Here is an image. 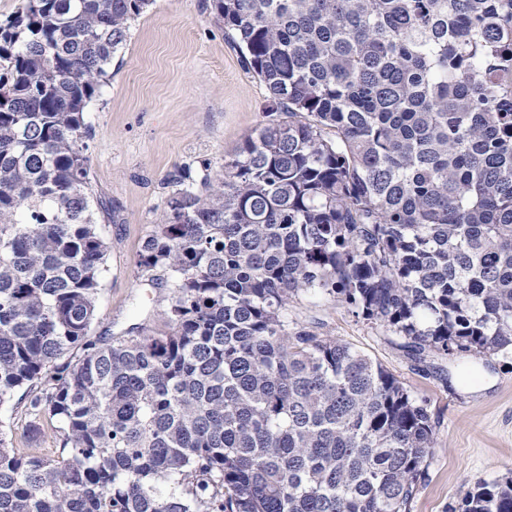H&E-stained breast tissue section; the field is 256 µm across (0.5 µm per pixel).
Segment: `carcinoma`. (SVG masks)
Returning <instances> with one entry per match:
<instances>
[{
  "label": "carcinoma",
  "mask_w": 512,
  "mask_h": 512,
  "mask_svg": "<svg viewBox=\"0 0 512 512\" xmlns=\"http://www.w3.org/2000/svg\"><path fill=\"white\" fill-rule=\"evenodd\" d=\"M153 0L0 21V512H409L427 400L290 301L336 298L415 359L512 351V0H212L288 119L177 171L138 266L159 336L90 334L107 242L85 113ZM458 512H512V477ZM15 401L16 398L10 404L0 407V424L11 431L13 446L15 448H30L31 445L36 444L38 448H56L54 430H52L51 423L46 420L43 421V428L37 440L33 441L29 437L30 435L25 430L24 419L20 417L19 412L17 413V409L12 407Z\"/></svg>",
  "instance_id": "cac0c4a2"
}]
</instances>
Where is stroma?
Masks as SVG:
<instances>
[{
    "label": "stroma",
    "mask_w": 512,
    "mask_h": 512,
    "mask_svg": "<svg viewBox=\"0 0 512 512\" xmlns=\"http://www.w3.org/2000/svg\"><path fill=\"white\" fill-rule=\"evenodd\" d=\"M270 117L282 114L244 67L211 0H154L133 22L86 112L96 219L108 243L92 335L167 331V274L140 269L137 260L166 208L171 180L203 161L223 174ZM288 325L341 339L429 400L436 446L410 512H454L477 482L512 474V356L461 353L419 362L395 336L329 296L296 297Z\"/></svg>",
    "instance_id": "1"
}]
</instances>
